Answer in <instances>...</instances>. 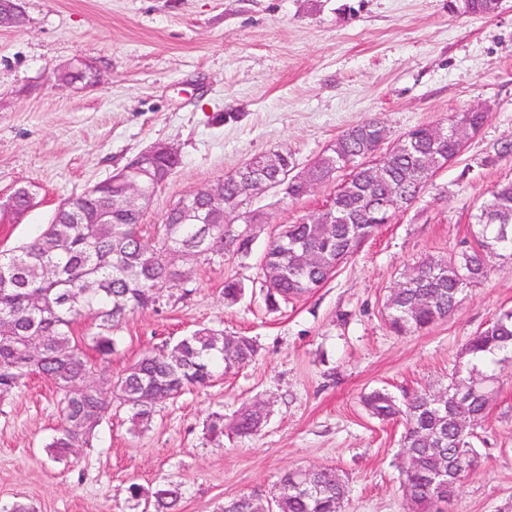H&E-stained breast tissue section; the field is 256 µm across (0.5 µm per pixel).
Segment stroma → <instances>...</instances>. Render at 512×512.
I'll return each instance as SVG.
<instances>
[{"instance_id": "35a3bbf8", "label": "stroma", "mask_w": 512, "mask_h": 512, "mask_svg": "<svg viewBox=\"0 0 512 512\" xmlns=\"http://www.w3.org/2000/svg\"><path fill=\"white\" fill-rule=\"evenodd\" d=\"M22 28H0V202L24 187L34 205L0 223V249L32 241L64 198L78 195L157 143L180 164L144 209L153 241L166 213L193 191L282 149L306 167L346 129L375 118L389 151L419 125L483 105L490 115L462 153L322 287L268 309L259 264L286 226L316 217L333 186L300 199L266 190L243 212L250 257L228 252L186 265L187 282L130 313L105 370L120 377L142 353L207 326L252 337L255 362L161 404L134 431L114 409L91 447L56 461L45 445L60 424L47 381L0 403V506L35 512H133L127 488L172 481L178 512H218L232 499L271 501L279 474L332 467L346 480L344 512H413L398 467L403 426L368 415L376 388L396 397L444 388L467 341L512 309V261L466 288L457 311L399 335L386 301L408 265L471 242L473 216L512 159H484L512 139V0L493 16L459 15L448 0H22ZM93 64L103 86L59 89L54 70ZM244 292L225 305L226 278ZM497 395L476 431L478 462L447 512H512V363L494 365ZM270 411L261 431L213 441V413Z\"/></svg>"}]
</instances>
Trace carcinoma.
Segmentation results:
<instances>
[{
    "label": "carcinoma",
    "instance_id": "1",
    "mask_svg": "<svg viewBox=\"0 0 512 512\" xmlns=\"http://www.w3.org/2000/svg\"><path fill=\"white\" fill-rule=\"evenodd\" d=\"M501 2L449 0L448 7L460 14L492 16ZM488 118L487 112H457L444 126L413 128L416 140L404 136L388 152L380 180L372 166L363 165L386 138L385 126L376 119L345 130L297 173L292 155L270 151L224 178V209L210 211L200 203L208 223L184 222L174 207L151 243L140 234V214L121 205L117 183L95 196L82 193L64 199L38 237L0 253V402L20 392L34 376L55 387L62 424L47 444L54 460L92 446L97 428L116 402L131 413L133 424H150L157 405L210 384L220 368L227 373L257 356L250 337L235 336L230 345L223 331L201 327L170 346L143 354L115 382L97 370L117 350L115 332L127 315L156 306L162 289L184 283L185 273L171 263V252L182 253L183 261L226 251L246 256L252 240L242 238V229L227 218L254 191L253 180H283L289 174L328 185L339 172L350 170L349 180L337 185L329 210L347 222L290 224L266 248L260 264L265 304L276 308L281 301L324 285L344 260L391 222L395 212L380 210V199L402 196L410 204L429 180L426 161H437L440 169L463 151L449 142L454 124L466 122L477 132ZM178 164L179 157L169 156L151 165L140 154L128 166L145 173L157 167L165 174ZM475 226V245L416 265L394 289L386 317L395 332L422 331L448 318L464 289L487 278L490 258L506 252L512 259V180L493 188L475 215ZM88 319V332L75 336V327ZM462 356L465 363L459 378L471 384L470 395L460 397L454 386H448L446 412L427 391L415 393L405 403L382 391H372L363 399L372 417L404 422L402 447L409 451V462L403 482L411 486V502L419 512H442L438 504L451 500L475 466V448L471 438L459 432L458 417L477 426L485 420L496 383L490 366L512 362V310L502 311L470 339ZM267 415L266 408L242 407L233 418L234 433L256 435ZM444 460L448 482L436 490L432 476ZM315 483L319 494L291 492L276 512H342L347 488L338 471L323 468ZM128 498L134 506L152 512H174L182 492L173 484L148 492L132 483Z\"/></svg>",
    "mask_w": 512,
    "mask_h": 512
}]
</instances>
